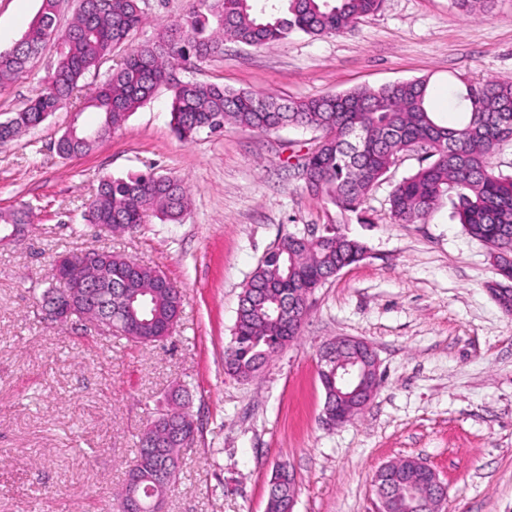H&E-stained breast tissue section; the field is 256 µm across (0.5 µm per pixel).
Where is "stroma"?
I'll return each mask as SVG.
<instances>
[{
  "instance_id": "1",
  "label": "stroma",
  "mask_w": 512,
  "mask_h": 512,
  "mask_svg": "<svg viewBox=\"0 0 512 512\" xmlns=\"http://www.w3.org/2000/svg\"><path fill=\"white\" fill-rule=\"evenodd\" d=\"M191 0H142L134 43L152 40ZM41 0H0V46L28 30ZM62 46L0 85V120L39 92ZM282 99L429 82L436 111L459 79L512 80V0L468 17L452 0H382L343 34L299 33L269 48L225 42L223 55L182 72ZM171 96L158 92L91 152L59 158L67 101L0 146V211L24 203L29 222L0 243V512H120L117 491L137 436L180 403L197 433L165 512H266L277 464L293 471L294 512H375L378 467L416 457L448 488L443 512H512V316L492 299L486 248L442 201L425 222L398 224L388 195L423 163L400 157L369 195V223L343 230L369 248L317 288L299 338L248 380L228 375L224 348L242 289L285 233L322 227V203L293 168L312 145L291 128L235 126L179 140ZM174 173L188 188L180 223L147 213L137 232L98 231L83 218L104 176ZM112 250L162 270L184 294L178 327L142 348L78 323L42 317L37 296L55 253ZM340 336L375 351L381 384L355 419L322 424L320 352Z\"/></svg>"
}]
</instances>
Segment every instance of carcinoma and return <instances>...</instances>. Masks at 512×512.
Returning a JSON list of instances; mask_svg holds the SVG:
<instances>
[{
	"label": "carcinoma",
	"mask_w": 512,
	"mask_h": 512,
	"mask_svg": "<svg viewBox=\"0 0 512 512\" xmlns=\"http://www.w3.org/2000/svg\"><path fill=\"white\" fill-rule=\"evenodd\" d=\"M140 0H77L73 22L62 36L64 48L44 89L0 121V144L42 124L60 104L79 92V82L114 54L124 56L108 78L85 96L77 112L94 108L93 128L74 125L57 139L62 159L85 155L112 135L160 87L171 92L170 125L183 141L228 124L269 133L287 126L313 135L304 155L310 177L305 191L329 205L335 217L318 234L289 232L258 262L240 296L231 340L224 348L227 373L248 378L288 342L300 336L308 297L322 278L365 259L359 238L341 230L356 220L368 224L363 205L370 192L405 152H422L430 162L396 182L388 196L399 224L426 220L443 198L466 233L482 243L501 281L490 289L512 309V175L496 174L490 157L512 141V81L462 82L453 90L460 119L441 124L427 103L428 81L414 79L377 89H352L300 100H282L218 83L173 77L181 58L205 62L223 53L224 39L255 48L282 43L296 33L333 36L375 13L380 0H194L186 16L162 28L154 40L132 45L142 23ZM492 0H453L472 17ZM60 0H42L29 29L11 47L0 50V84L27 72L57 29ZM183 180L148 172L100 180L85 217L110 224L119 233L136 230L150 210L169 223L181 221L188 207ZM29 223L22 209L0 213V233L21 231ZM160 270L112 251L102 255L90 288L92 306L115 335L135 345H152L175 330L184 305L175 287H157ZM181 449L159 437L156 422L140 434L133 466L121 492L122 502L137 497L139 512H153L181 479ZM422 475L409 467L393 481L394 512H406V489L422 487ZM288 500V468L272 474L266 512H282Z\"/></svg>",
	"instance_id": "obj_1"
}]
</instances>
